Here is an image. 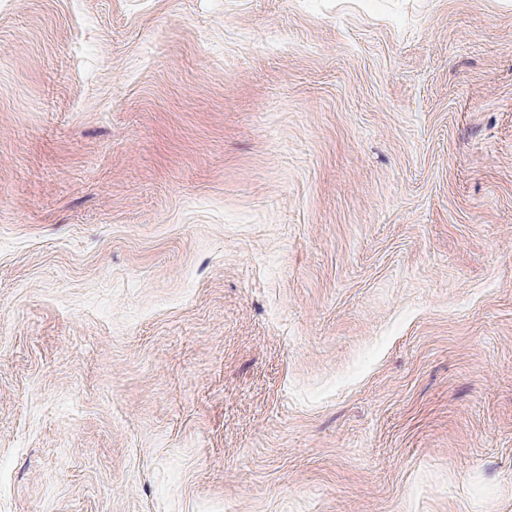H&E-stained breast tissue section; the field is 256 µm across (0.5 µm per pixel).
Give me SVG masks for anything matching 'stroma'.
<instances>
[{
  "instance_id": "obj_1",
  "label": "stroma",
  "mask_w": 512,
  "mask_h": 512,
  "mask_svg": "<svg viewBox=\"0 0 512 512\" xmlns=\"http://www.w3.org/2000/svg\"><path fill=\"white\" fill-rule=\"evenodd\" d=\"M0 512H512V0H0Z\"/></svg>"
}]
</instances>
